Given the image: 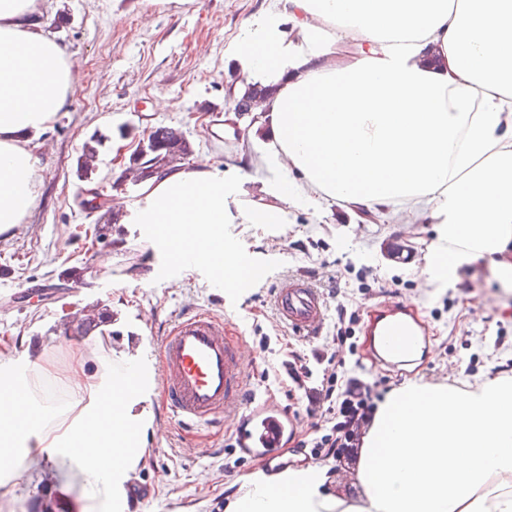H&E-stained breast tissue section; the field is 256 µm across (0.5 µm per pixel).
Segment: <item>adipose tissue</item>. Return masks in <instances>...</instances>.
Here are the masks:
<instances>
[{"mask_svg":"<svg viewBox=\"0 0 512 512\" xmlns=\"http://www.w3.org/2000/svg\"><path fill=\"white\" fill-rule=\"evenodd\" d=\"M235 46L260 106L274 164L327 199L367 210L422 212L439 226L428 270L450 278L488 263L512 289V0H285ZM38 0H0V235L34 207L40 158L33 139L74 90L64 49L43 31ZM353 44V54L343 52ZM478 59L475 67L464 66ZM235 200L223 172L199 163L143 182L123 223L155 227L153 246L219 280L247 271L224 243ZM75 350L63 378L67 411L17 433L0 409V436H22L0 469L35 478L49 457L80 460L59 475L66 512H129L127 485L144 455L142 402L151 382L143 348L113 349L89 369ZM361 494L329 491L324 467L246 477L234 512H512V378L462 390L413 384L378 407L356 472ZM81 479L95 506L74 495Z\"/></svg>","mask_w":512,"mask_h":512,"instance_id":"obj_1","label":"adipose tissue"}]
</instances>
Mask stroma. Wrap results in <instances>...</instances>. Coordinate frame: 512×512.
<instances>
[{
	"label": "stroma",
	"instance_id": "obj_1",
	"mask_svg": "<svg viewBox=\"0 0 512 512\" xmlns=\"http://www.w3.org/2000/svg\"><path fill=\"white\" fill-rule=\"evenodd\" d=\"M48 36L61 43L72 65L74 91L66 111L37 138L41 157L39 194L23 224L0 235V365L63 368L73 349L89 346L98 357L111 355L113 343L135 332L148 348L152 367H160L162 338L175 319L191 308L226 316L230 338H245L252 358L250 389L257 400L296 415L278 463L242 456L229 424L181 427L164 415L166 394L154 384L147 406L146 454L131 475L143 486L133 512H215L244 477L309 463L302 448L322 408L302 392L286 398L264 386L262 375L279 366L293 348L327 358L348 357L347 346L332 339L331 328L304 340L281 326L271 302L274 283L308 277L324 297L328 319L335 306L366 315L391 301L416 304L423 312L433 346L429 363L411 376H396L364 362L363 372L377 391L415 383L449 384L460 389L500 375L512 376V295L503 293L481 266L459 268L452 279L427 270L436 239L433 224L404 217L359 220L355 211L328 203L312 191L288 206L283 224H244L239 212L272 203L294 175L269 166L272 135L266 124L241 119L228 123L230 91L240 90L247 74L234 56L235 43L254 22L284 12L285 0H39ZM166 100L168 109L155 103ZM179 128L193 145V160L209 159L223 171L239 210L224 226V240L266 267L269 283L247 293H221L213 279L169 265L153 251L136 224L109 233L98 212L83 204L89 190L108 202L132 199L140 184L124 179L120 155L153 127ZM130 129L101 151L91 181L78 178L76 159L94 131ZM409 260L393 261L391 250ZM68 268L80 280L64 278ZM111 319L87 336L75 333V316ZM276 342L267 349L258 342ZM358 449L327 460L331 490L353 500ZM44 482L8 481L0 475V512H44Z\"/></svg>",
	"mask_w": 512,
	"mask_h": 512
}]
</instances>
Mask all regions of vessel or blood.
<instances>
[{
    "mask_svg": "<svg viewBox=\"0 0 512 512\" xmlns=\"http://www.w3.org/2000/svg\"><path fill=\"white\" fill-rule=\"evenodd\" d=\"M273 306L280 323L302 338L320 336L327 303L312 282L302 276L275 288ZM369 350L393 368L421 365L429 344L417 310L400 304L372 308L368 313ZM160 379L168 394V417L185 426L233 417L237 448L248 456L276 460L297 421L273 404L249 405V362L245 343L230 339L224 319L197 309L180 315L164 336Z\"/></svg>",
    "mask_w": 512,
    "mask_h": 512,
    "instance_id": "b4317fda",
    "label": "vessel or blood"
}]
</instances>
